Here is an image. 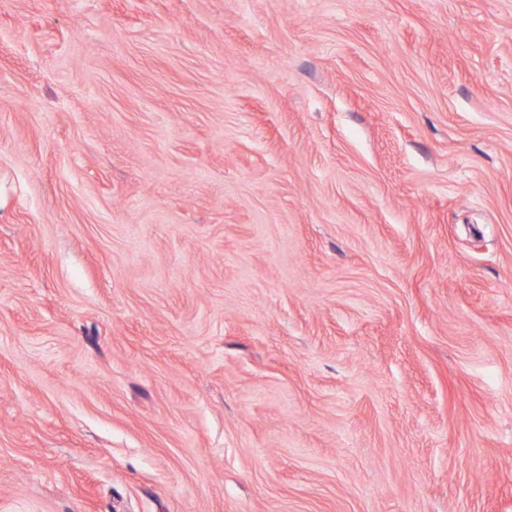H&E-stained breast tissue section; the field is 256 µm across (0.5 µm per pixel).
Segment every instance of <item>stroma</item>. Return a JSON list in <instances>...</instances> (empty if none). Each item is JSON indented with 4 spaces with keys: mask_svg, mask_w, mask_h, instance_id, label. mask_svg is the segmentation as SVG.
I'll use <instances>...</instances> for the list:
<instances>
[{
    "mask_svg": "<svg viewBox=\"0 0 512 512\" xmlns=\"http://www.w3.org/2000/svg\"><path fill=\"white\" fill-rule=\"evenodd\" d=\"M0 512H512V0H0Z\"/></svg>",
    "mask_w": 512,
    "mask_h": 512,
    "instance_id": "35a3bbf8",
    "label": "stroma"
}]
</instances>
